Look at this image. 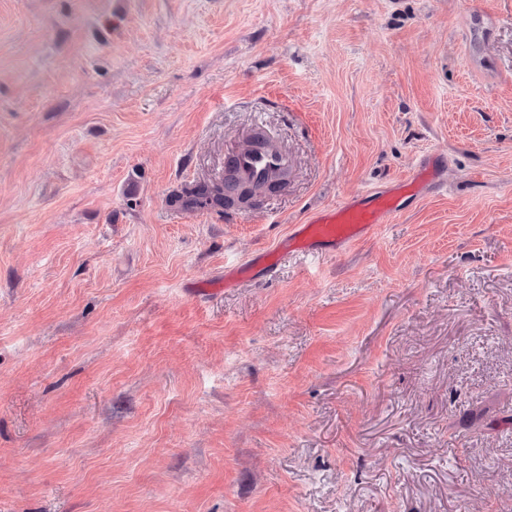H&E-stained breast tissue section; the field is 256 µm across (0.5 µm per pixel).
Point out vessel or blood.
I'll use <instances>...</instances> for the list:
<instances>
[{
	"label": "vessel or blood",
	"instance_id": "obj_1",
	"mask_svg": "<svg viewBox=\"0 0 512 512\" xmlns=\"http://www.w3.org/2000/svg\"><path fill=\"white\" fill-rule=\"evenodd\" d=\"M256 136L253 146L229 154L224 163L227 216L247 214L246 203L238 197L241 188L264 189L285 180L293 167L292 157L271 136L262 130ZM434 177V172L422 164L409 179L324 207L307 223L291 225L276 250L313 254L318 248L328 247L333 253H341L352 243L374 234L381 225L391 223L408 194H421Z\"/></svg>",
	"mask_w": 512,
	"mask_h": 512
}]
</instances>
